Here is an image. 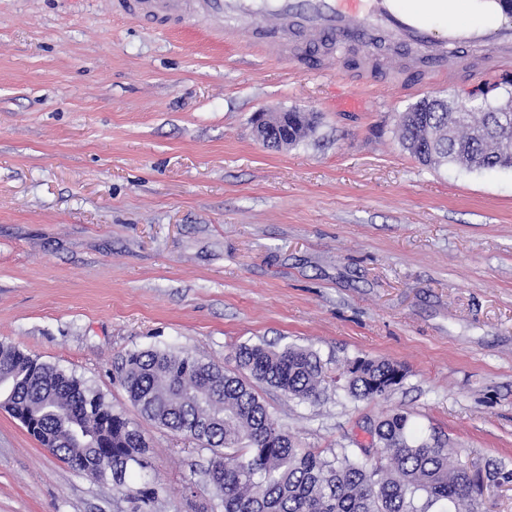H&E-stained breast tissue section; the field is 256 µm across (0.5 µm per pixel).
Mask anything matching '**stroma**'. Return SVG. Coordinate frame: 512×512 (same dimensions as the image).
<instances>
[{"label":"stroma","instance_id":"35a3bbf8","mask_svg":"<svg viewBox=\"0 0 512 512\" xmlns=\"http://www.w3.org/2000/svg\"><path fill=\"white\" fill-rule=\"evenodd\" d=\"M287 64L196 23L109 0H0V343L100 390L149 443L153 512H213L211 455L144 421L126 353L186 350L233 372L241 344L315 351L316 403L258 385L301 447L368 444L382 414L439 433L470 469H512V169L419 163L398 115L427 95L475 108L512 69L456 59L452 80L379 66ZM316 128L276 150L258 112ZM404 365L387 398H349L338 368ZM0 512H134L0 409Z\"/></svg>","mask_w":512,"mask_h":512}]
</instances>
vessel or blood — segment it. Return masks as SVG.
Instances as JSON below:
<instances>
[{
    "label": "vessel or blood",
    "instance_id": "b4317fda",
    "mask_svg": "<svg viewBox=\"0 0 512 512\" xmlns=\"http://www.w3.org/2000/svg\"><path fill=\"white\" fill-rule=\"evenodd\" d=\"M134 16L185 19L188 0H126ZM207 20L279 52L289 33L325 32L347 42L387 30L427 52L487 42L512 45V0H204Z\"/></svg>",
    "mask_w": 512,
    "mask_h": 512
}]
</instances>
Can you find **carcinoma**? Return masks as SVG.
I'll use <instances>...</instances> for the list:
<instances>
[{
	"label": "carcinoma",
	"mask_w": 512,
	"mask_h": 512,
	"mask_svg": "<svg viewBox=\"0 0 512 512\" xmlns=\"http://www.w3.org/2000/svg\"><path fill=\"white\" fill-rule=\"evenodd\" d=\"M408 110L418 120L398 125L424 165L469 171L512 169V149L496 151L497 105L478 114L457 112L437 99ZM241 370L229 374L186 351L134 350L121 362V382L146 420L193 440L211 453L207 470L220 512H430L440 501L451 512H481L485 488L451 459L437 434L416 438L406 414L386 415L370 428L376 461L366 448H341L328 459L299 447L280 427L255 388L265 384L300 402L323 393L320 357L308 348L241 345ZM407 370L392 361L356 358L338 380L358 400L388 395ZM0 376L15 382L0 407L20 420L54 456L94 479L112 478L115 491L137 503H156L161 487L132 480L149 444L143 431L114 412L99 391L56 366L0 343Z\"/></svg>",
	"instance_id": "carcinoma-1"
}]
</instances>
